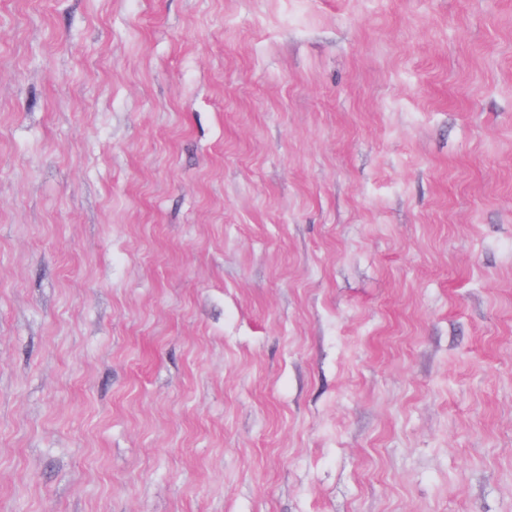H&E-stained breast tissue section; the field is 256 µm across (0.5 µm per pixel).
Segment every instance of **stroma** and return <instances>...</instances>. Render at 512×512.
I'll return each mask as SVG.
<instances>
[{
    "label": "stroma",
    "instance_id": "35a3bbf8",
    "mask_svg": "<svg viewBox=\"0 0 512 512\" xmlns=\"http://www.w3.org/2000/svg\"><path fill=\"white\" fill-rule=\"evenodd\" d=\"M0 512H512V0H0Z\"/></svg>",
    "mask_w": 512,
    "mask_h": 512
}]
</instances>
